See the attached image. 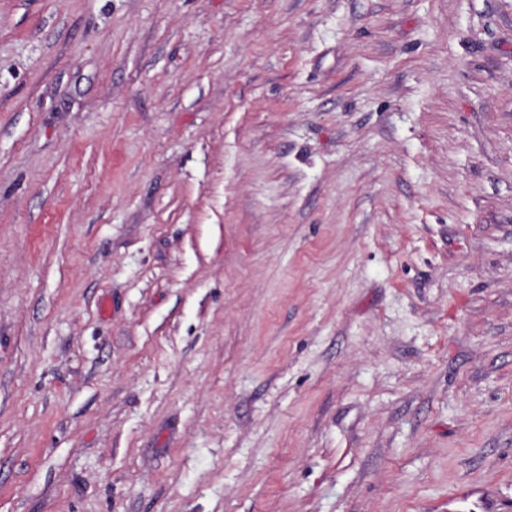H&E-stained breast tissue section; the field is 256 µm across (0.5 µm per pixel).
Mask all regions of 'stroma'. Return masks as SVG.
Here are the masks:
<instances>
[{
  "mask_svg": "<svg viewBox=\"0 0 512 512\" xmlns=\"http://www.w3.org/2000/svg\"><path fill=\"white\" fill-rule=\"evenodd\" d=\"M512 506V0H0V512Z\"/></svg>",
  "mask_w": 512,
  "mask_h": 512,
  "instance_id": "stroma-1",
  "label": "stroma"
}]
</instances>
